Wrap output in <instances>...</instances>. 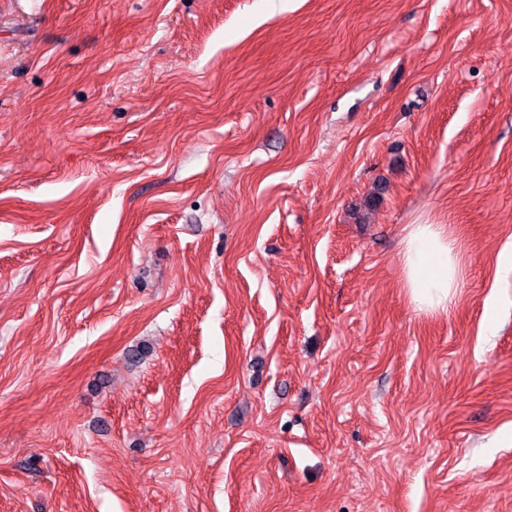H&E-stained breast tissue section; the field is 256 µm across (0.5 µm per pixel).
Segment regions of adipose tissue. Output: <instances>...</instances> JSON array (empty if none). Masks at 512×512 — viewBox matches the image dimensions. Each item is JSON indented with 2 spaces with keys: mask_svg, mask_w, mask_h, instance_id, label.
Segmentation results:
<instances>
[{
  "mask_svg": "<svg viewBox=\"0 0 512 512\" xmlns=\"http://www.w3.org/2000/svg\"><path fill=\"white\" fill-rule=\"evenodd\" d=\"M401 259L412 305L428 313L448 312L464 279L457 240L448 225H409L401 240Z\"/></svg>",
  "mask_w": 512,
  "mask_h": 512,
  "instance_id": "ef3b65f1",
  "label": "adipose tissue"
}]
</instances>
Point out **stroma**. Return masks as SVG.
Listing matches in <instances>:
<instances>
[{"mask_svg": "<svg viewBox=\"0 0 512 512\" xmlns=\"http://www.w3.org/2000/svg\"><path fill=\"white\" fill-rule=\"evenodd\" d=\"M509 247L512 0H0V512H512ZM401 240L405 288L419 311L448 314L464 279L457 240L447 224H411Z\"/></svg>", "mask_w": 512, "mask_h": 512, "instance_id": "stroma-1", "label": "stroma"}]
</instances>
